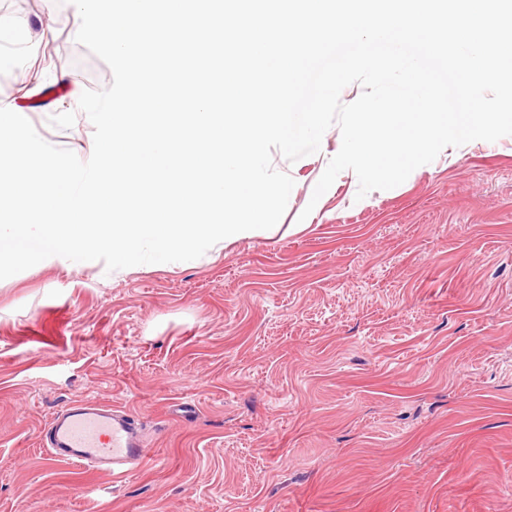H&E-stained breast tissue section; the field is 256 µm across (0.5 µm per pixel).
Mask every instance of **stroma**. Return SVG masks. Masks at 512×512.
Segmentation results:
<instances>
[{"label":"stroma","instance_id":"35a3bbf8","mask_svg":"<svg viewBox=\"0 0 512 512\" xmlns=\"http://www.w3.org/2000/svg\"><path fill=\"white\" fill-rule=\"evenodd\" d=\"M75 13L0 0V105L86 158L84 113L50 123L112 82ZM340 136L273 153L295 185L260 235L0 280V512H512V136L364 202L341 172L310 205ZM75 398L134 414L152 462L123 478L48 464L41 431Z\"/></svg>","mask_w":512,"mask_h":512}]
</instances>
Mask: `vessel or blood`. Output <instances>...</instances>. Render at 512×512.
Here are the masks:
<instances>
[{
    "label": "vessel or blood",
    "instance_id": "vessel-or-blood-1",
    "mask_svg": "<svg viewBox=\"0 0 512 512\" xmlns=\"http://www.w3.org/2000/svg\"><path fill=\"white\" fill-rule=\"evenodd\" d=\"M43 434L53 464L89 467L122 478L151 458L134 417L95 401H70L48 421Z\"/></svg>",
    "mask_w": 512,
    "mask_h": 512
}]
</instances>
